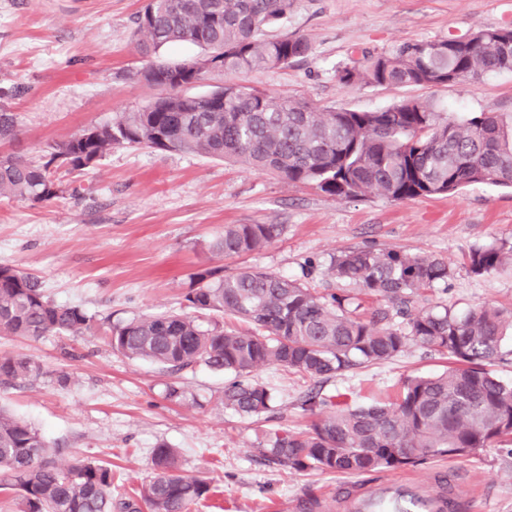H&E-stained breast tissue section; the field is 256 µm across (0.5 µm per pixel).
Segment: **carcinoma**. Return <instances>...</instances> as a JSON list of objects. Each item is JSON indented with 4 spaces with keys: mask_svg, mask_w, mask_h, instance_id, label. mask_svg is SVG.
<instances>
[{
    "mask_svg": "<svg viewBox=\"0 0 512 512\" xmlns=\"http://www.w3.org/2000/svg\"><path fill=\"white\" fill-rule=\"evenodd\" d=\"M295 0H146L136 20L143 59L131 74L161 94L112 122L92 125L48 146L44 160L0 152V197L47 203L63 194L53 170L83 172L116 146L233 160L259 173L311 186L340 200L376 193L391 201L454 193L470 184L512 188V128L498 115L442 118L427 103L402 101L373 110H320L290 103L234 81L242 72L285 67L306 58L302 36L261 37L287 18ZM195 44L194 69L156 59L163 46ZM461 49L448 39L414 41L390 53L364 54L335 70L343 86L474 84L490 72L512 71V27H483ZM213 73L224 85L209 93L186 90ZM18 136L15 113L0 107V144ZM279 224H227L215 249L226 257L256 252L280 234ZM473 273L512 266V236L473 249ZM331 275L354 285L351 295L319 292L297 279L253 269L215 267L192 276L183 309L146 314L109 326L112 350L180 371L195 365L233 375L224 407L247 417L273 411V395L250 379L278 366L328 380L350 369L388 362L409 346L451 359L441 373L402 382L396 401L351 407L320 392L303 401L314 416L299 431L265 434L254 451L290 472L368 474L420 466L437 456L463 457L512 444V381L488 366L502 359L512 312L494 306L458 315L447 307L409 308L421 291L448 283L452 264L402 249L341 250ZM369 301H383L372 311ZM405 323L390 320V310ZM220 312L243 331L200 315ZM92 317L59 305L38 278L0 266V335L79 336ZM38 364L0 356V384L37 377ZM154 476L129 496H112V466L77 458L59 466L49 442L25 421L0 410V492L17 512H191L210 497L204 478L182 473L174 449L152 451Z\"/></svg>",
    "mask_w": 512,
    "mask_h": 512,
    "instance_id": "carcinoma-1",
    "label": "carcinoma"
}]
</instances>
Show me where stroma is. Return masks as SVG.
Wrapping results in <instances>:
<instances>
[{"label":"stroma","instance_id":"obj_1","mask_svg":"<svg viewBox=\"0 0 512 512\" xmlns=\"http://www.w3.org/2000/svg\"><path fill=\"white\" fill-rule=\"evenodd\" d=\"M145 0H0V105L20 129L12 151L41 161L48 144L143 106L155 89L130 77L141 65L134 32ZM512 26V0H296L286 22L266 37L301 35L312 45L303 63L242 74L241 82L322 110L371 111L404 100L467 117L496 113L512 124V72L475 85L342 86L335 68L361 51L383 53L409 40L471 35ZM67 188L47 204L0 197V265L37 276L55 303L82 308L94 330L37 339L0 336V355L27 358L36 377L0 386V408L31 424L66 464L87 457L111 464L113 490L132 494L154 474L152 450L175 448L180 468L218 492L192 512H295L297 500H332L336 488L390 479L430 480L445 473L466 495V512H512V447L483 448L418 467L350 476L291 472L253 453L263 434L310 422L300 404L313 389L368 406L394 401L404 379L433 375L448 362L417 346L388 362L328 381L269 366L253 377L269 388L274 410L258 418L225 408L224 374L197 365L174 373L112 350L109 323L180 310L193 273L221 266L298 278L350 291L331 277L332 257L347 248H401L448 259L447 285L415 307L456 313L486 304L512 309V268L471 272L468 254L512 235V189L472 184L451 195L392 202L376 194L338 200L319 190L194 154L116 147L80 176L58 170ZM228 224H278L267 247L241 257L217 253ZM71 381L60 387L57 378ZM179 383L186 399H165Z\"/></svg>","mask_w":512,"mask_h":512}]
</instances>
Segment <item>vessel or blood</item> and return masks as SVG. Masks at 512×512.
Masks as SVG:
<instances>
[{
    "label": "vessel or blood",
    "instance_id": "b4317fda",
    "mask_svg": "<svg viewBox=\"0 0 512 512\" xmlns=\"http://www.w3.org/2000/svg\"><path fill=\"white\" fill-rule=\"evenodd\" d=\"M458 493L453 489H428L416 480L384 481L344 495L345 512H455Z\"/></svg>",
    "mask_w": 512,
    "mask_h": 512
}]
</instances>
